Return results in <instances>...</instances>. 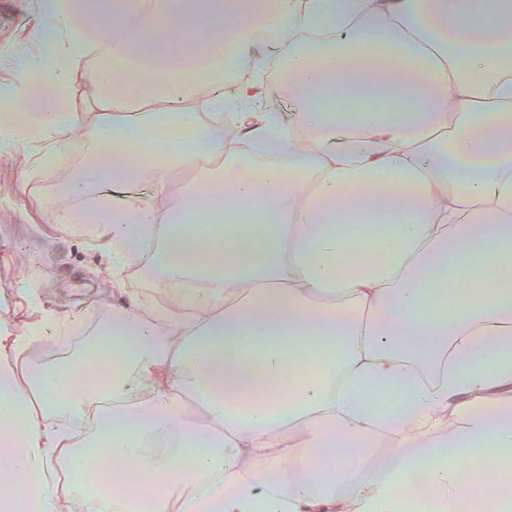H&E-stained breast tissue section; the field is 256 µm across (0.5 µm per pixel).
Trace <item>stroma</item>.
Wrapping results in <instances>:
<instances>
[{
  "mask_svg": "<svg viewBox=\"0 0 512 512\" xmlns=\"http://www.w3.org/2000/svg\"><path fill=\"white\" fill-rule=\"evenodd\" d=\"M9 11L0 18V58L36 51L30 34L38 17V0H0ZM241 82L258 83L266 93L260 104L267 112L291 113L298 101L286 87L271 81L268 71L245 70ZM39 153L37 146H0V317L24 330L38 317L41 305L64 311L89 298H110L112 262L81 228L45 237L32 217L33 202L53 209L56 202L45 179L32 181L28 193L17 185L20 167Z\"/></svg>",
  "mask_w": 512,
  "mask_h": 512,
  "instance_id": "1",
  "label": "stroma"
}]
</instances>
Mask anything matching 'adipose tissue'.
<instances>
[{"label":"adipose tissue","mask_w":512,"mask_h":512,"mask_svg":"<svg viewBox=\"0 0 512 512\" xmlns=\"http://www.w3.org/2000/svg\"><path fill=\"white\" fill-rule=\"evenodd\" d=\"M264 26L288 124L224 93L225 45ZM32 37L0 144L93 148L40 222L187 306L0 320L1 502L71 512L74 417L131 471L84 512H448L475 449L512 463V281L485 285L512 270V0H39ZM228 109L271 164L225 144ZM171 123L186 138L138 143ZM204 156L224 166L180 207L129 191ZM90 327L120 372L55 356Z\"/></svg>","instance_id":"1"}]
</instances>
